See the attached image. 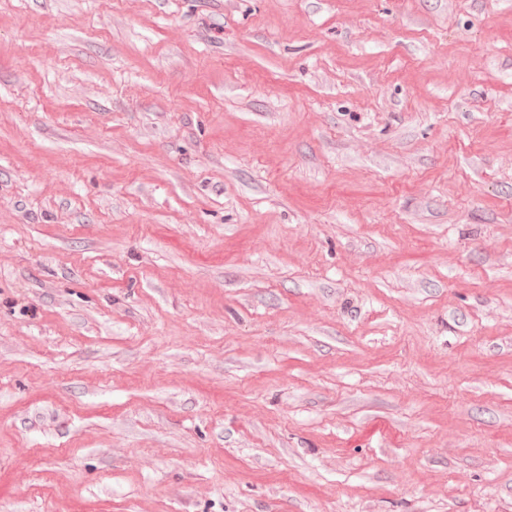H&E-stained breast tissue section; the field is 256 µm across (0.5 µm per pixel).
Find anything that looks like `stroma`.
<instances>
[{"instance_id": "35a3bbf8", "label": "stroma", "mask_w": 512, "mask_h": 512, "mask_svg": "<svg viewBox=\"0 0 512 512\" xmlns=\"http://www.w3.org/2000/svg\"><path fill=\"white\" fill-rule=\"evenodd\" d=\"M0 512H512V0H0Z\"/></svg>"}]
</instances>
